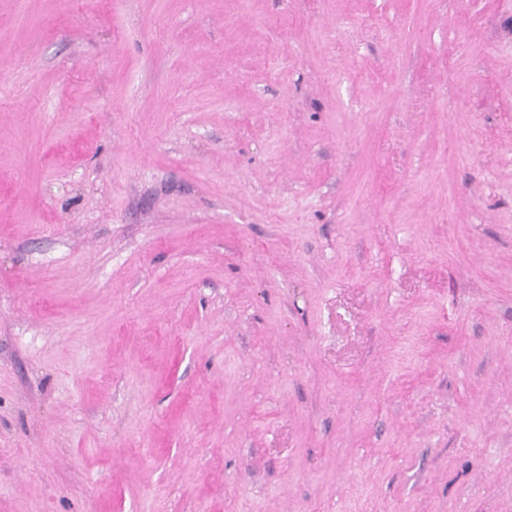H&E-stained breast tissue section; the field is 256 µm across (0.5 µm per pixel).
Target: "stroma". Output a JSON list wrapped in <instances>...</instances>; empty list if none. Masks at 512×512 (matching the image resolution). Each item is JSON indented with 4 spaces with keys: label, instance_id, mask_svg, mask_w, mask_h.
Segmentation results:
<instances>
[{
    "label": "stroma",
    "instance_id": "1",
    "mask_svg": "<svg viewBox=\"0 0 512 512\" xmlns=\"http://www.w3.org/2000/svg\"><path fill=\"white\" fill-rule=\"evenodd\" d=\"M0 512H512V0H0Z\"/></svg>",
    "mask_w": 512,
    "mask_h": 512
}]
</instances>
